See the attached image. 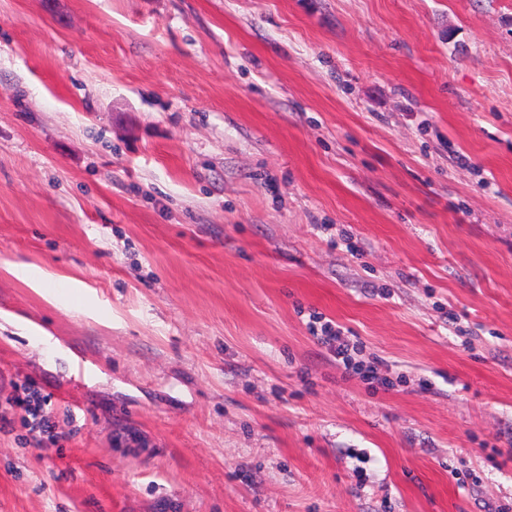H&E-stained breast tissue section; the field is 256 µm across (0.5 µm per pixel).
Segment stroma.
I'll use <instances>...</instances> for the list:
<instances>
[{"mask_svg": "<svg viewBox=\"0 0 512 512\" xmlns=\"http://www.w3.org/2000/svg\"><path fill=\"white\" fill-rule=\"evenodd\" d=\"M5 408L0 512L512 504V0H0ZM312 318L313 321L309 328L313 337L333 354L336 363L346 377H358L371 389H376L375 382H378L384 389L396 386V382L394 383L389 378L379 379L374 361L367 362L358 358L363 353L362 342L345 336L342 329L331 320L322 321V316H313ZM18 404L27 415L22 419L28 430L26 438L28 445L37 448L41 446L45 436H54L55 422L52 416L44 410V397L37 391H33L27 399Z\"/></svg>", "mask_w": 512, "mask_h": 512, "instance_id": "35a3bbf8", "label": "stroma"}]
</instances>
